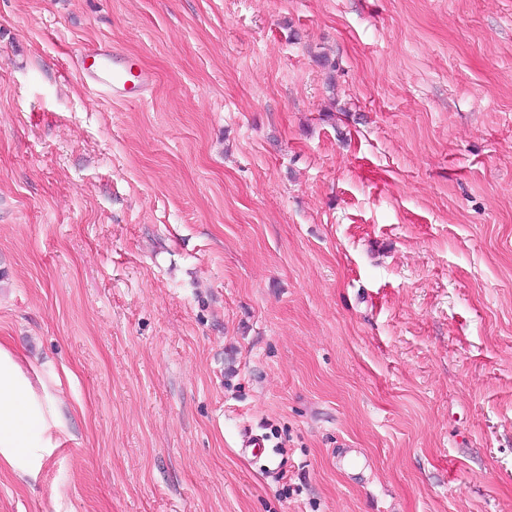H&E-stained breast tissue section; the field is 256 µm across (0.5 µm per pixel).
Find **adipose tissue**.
<instances>
[{
  "label": "adipose tissue",
  "mask_w": 512,
  "mask_h": 512,
  "mask_svg": "<svg viewBox=\"0 0 512 512\" xmlns=\"http://www.w3.org/2000/svg\"><path fill=\"white\" fill-rule=\"evenodd\" d=\"M64 430L57 400L38 392L20 356L0 343V465L19 479H36Z\"/></svg>",
  "instance_id": "1"
}]
</instances>
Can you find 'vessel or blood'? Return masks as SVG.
I'll use <instances>...</instances> for the list:
<instances>
[{
  "mask_svg": "<svg viewBox=\"0 0 512 512\" xmlns=\"http://www.w3.org/2000/svg\"><path fill=\"white\" fill-rule=\"evenodd\" d=\"M79 72L118 101L140 98L153 82L151 73L129 64L119 50L105 45L85 52Z\"/></svg>",
  "mask_w": 512,
  "mask_h": 512,
  "instance_id": "1",
  "label": "vessel or blood"
}]
</instances>
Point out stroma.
<instances>
[{"label":"stroma","mask_w":512,"mask_h":512,"mask_svg":"<svg viewBox=\"0 0 512 512\" xmlns=\"http://www.w3.org/2000/svg\"><path fill=\"white\" fill-rule=\"evenodd\" d=\"M0 342V512H512V0H0ZM79 72L84 80L118 101L139 99L153 82L151 73L134 68L117 48L111 50L106 45L85 52ZM64 431L57 400L38 392L21 357L0 342V465L20 480H35Z\"/></svg>","instance_id":"obj_1"}]
</instances>
